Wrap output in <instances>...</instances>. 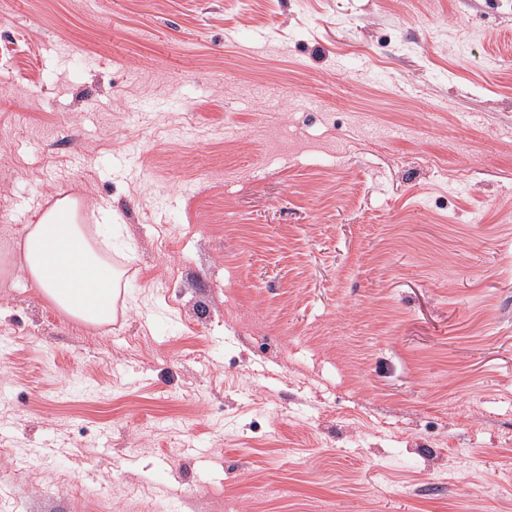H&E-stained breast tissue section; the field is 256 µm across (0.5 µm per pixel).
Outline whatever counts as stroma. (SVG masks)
<instances>
[{
    "instance_id": "obj_1",
    "label": "stroma",
    "mask_w": 512,
    "mask_h": 512,
    "mask_svg": "<svg viewBox=\"0 0 512 512\" xmlns=\"http://www.w3.org/2000/svg\"><path fill=\"white\" fill-rule=\"evenodd\" d=\"M1 72L125 308L0 222V512H512V0H0ZM65 200L69 204H61ZM89 217L112 224V207L88 211L78 198L56 200L23 237L20 268L48 303L102 328L116 317L121 273L109 254L97 250L91 225L84 224Z\"/></svg>"
}]
</instances>
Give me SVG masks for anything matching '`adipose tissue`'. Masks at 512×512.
<instances>
[{
    "instance_id": "1",
    "label": "adipose tissue",
    "mask_w": 512,
    "mask_h": 512,
    "mask_svg": "<svg viewBox=\"0 0 512 512\" xmlns=\"http://www.w3.org/2000/svg\"><path fill=\"white\" fill-rule=\"evenodd\" d=\"M111 223L112 209L87 210L78 199L54 203L21 244L20 267L48 303L96 328L111 325L121 296V273L96 248L90 214Z\"/></svg>"
}]
</instances>
